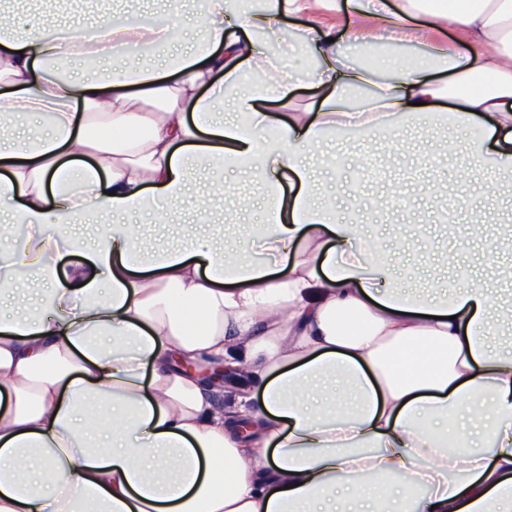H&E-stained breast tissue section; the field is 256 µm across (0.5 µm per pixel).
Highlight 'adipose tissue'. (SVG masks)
I'll return each mask as SVG.
<instances>
[{
    "label": "adipose tissue",
    "mask_w": 512,
    "mask_h": 512,
    "mask_svg": "<svg viewBox=\"0 0 512 512\" xmlns=\"http://www.w3.org/2000/svg\"><path fill=\"white\" fill-rule=\"evenodd\" d=\"M196 2L202 40L152 67L131 51L179 44L178 22L0 16V118L48 120L0 139V222L23 229L0 250V300L31 271L43 306L0 313V512L512 508V350L489 342L511 313L478 282L391 287L356 219L314 203L304 161L339 134L446 124L470 130L447 147L496 191L512 178V0H350L340 28L313 18L335 0ZM300 13L316 95L270 142L260 101H294L272 44ZM345 37L418 43L426 61L350 67ZM219 162L262 180L266 221L143 256L125 216L163 218ZM92 210L112 222L88 242L75 227ZM224 367L235 388L213 379Z\"/></svg>",
    "instance_id": "adipose-tissue-1"
}]
</instances>
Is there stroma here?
Returning <instances> with one entry per match:
<instances>
[{
	"mask_svg": "<svg viewBox=\"0 0 512 512\" xmlns=\"http://www.w3.org/2000/svg\"><path fill=\"white\" fill-rule=\"evenodd\" d=\"M48 23H63L73 29L102 21L112 12L140 15L169 13L186 32L187 43H194L198 28L186 0H76L72 11L56 15L51 0H29ZM463 141L462 133L441 130L438 138L421 128L396 127L383 136L369 137L350 144L339 143L311 149L308 160L318 179V196L328 202L336 220L356 213L364 237L378 240L382 251L400 272L398 284L409 292L446 289L480 280L497 287V277L482 254L488 238L512 225V192L499 195L475 194L461 201L452 190L466 180L461 157L445 155L438 140ZM224 181L232 191L249 194L254 206L240 214L243 224L265 220L263 196L256 180L234 166H205L199 169L195 191L210 182ZM462 208L465 222L455 226L439 223L441 212ZM190 202L169 206L164 223L151 227L150 248L160 250L179 246L187 234L206 238L212 226L191 222ZM495 217L485 235H476L471 219Z\"/></svg>",
	"mask_w": 512,
	"mask_h": 512,
	"instance_id": "1",
	"label": "stroma"
}]
</instances>
